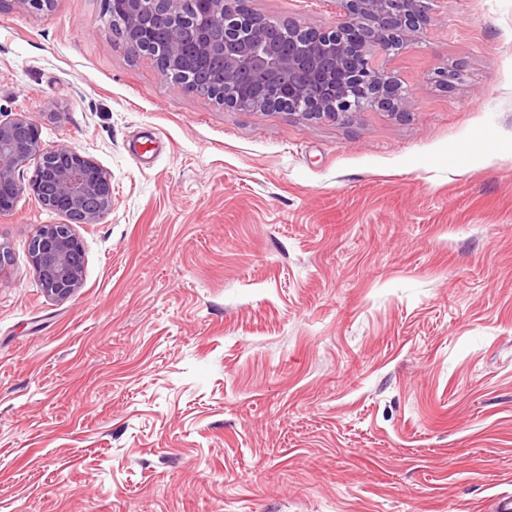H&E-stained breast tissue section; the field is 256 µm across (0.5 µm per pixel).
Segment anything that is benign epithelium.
<instances>
[{"label":"benign epithelium","instance_id":"benign-epithelium-1","mask_svg":"<svg viewBox=\"0 0 512 512\" xmlns=\"http://www.w3.org/2000/svg\"><path fill=\"white\" fill-rule=\"evenodd\" d=\"M340 19L310 28L273 19L242 0H113L112 28L125 52L152 61L181 89L239 112H285L302 120L345 122L380 108L395 115L411 106L409 93L374 62L377 51L418 43L428 23L424 0H332ZM24 4L48 11L52 0H0V13ZM214 57L224 72L211 85L190 75ZM33 166L30 177L24 170ZM65 218L43 224L29 257L46 295L71 297L82 282L77 224H97L112 210L110 175L77 150L46 147L41 126L23 113L0 114V215L23 195Z\"/></svg>","mask_w":512,"mask_h":512}]
</instances>
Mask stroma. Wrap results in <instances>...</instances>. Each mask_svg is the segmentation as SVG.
Instances as JSON below:
<instances>
[{"instance_id": "1", "label": "stroma", "mask_w": 512, "mask_h": 512, "mask_svg": "<svg viewBox=\"0 0 512 512\" xmlns=\"http://www.w3.org/2000/svg\"><path fill=\"white\" fill-rule=\"evenodd\" d=\"M427 6L421 42L380 58L411 108L348 124L187 93L112 43L100 0L0 14V111L112 181L63 301L28 254L61 215L27 196L0 215V512L512 497V0Z\"/></svg>"}]
</instances>
